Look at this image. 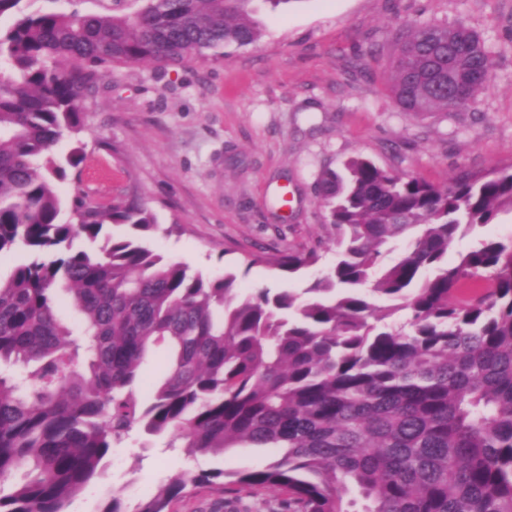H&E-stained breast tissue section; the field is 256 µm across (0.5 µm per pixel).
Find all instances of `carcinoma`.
<instances>
[{
	"label": "carcinoma",
	"mask_w": 512,
	"mask_h": 512,
	"mask_svg": "<svg viewBox=\"0 0 512 512\" xmlns=\"http://www.w3.org/2000/svg\"><path fill=\"white\" fill-rule=\"evenodd\" d=\"M129 2L24 14L0 31V255L31 253L0 278V483L24 471L0 512H67L135 430L187 457L282 454L182 472L134 512H170L197 489L275 491L288 512H512V237L448 261L512 211V171L438 186L352 158L319 179L336 259L308 287L191 274L144 244L156 220L135 194L101 207L76 184L64 203L57 184L87 157L78 92L115 65L184 63L253 44L261 28L252 0ZM492 73L468 27L420 26L400 39L391 91L409 112H461ZM108 223L134 234L72 249ZM320 259L290 248L267 263L292 275ZM162 343L166 377L144 402V358ZM510 236H512V212L503 211L498 214L493 224L485 225L479 228L475 235H470L459 240L455 247L450 251L449 257L454 256L457 251L469 248L479 238H509Z\"/></svg>",
	"instance_id": "1"
}]
</instances>
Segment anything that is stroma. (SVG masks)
I'll list each match as a JSON object with an SVG mask.
<instances>
[{"mask_svg": "<svg viewBox=\"0 0 512 512\" xmlns=\"http://www.w3.org/2000/svg\"><path fill=\"white\" fill-rule=\"evenodd\" d=\"M262 36L163 69L115 67L86 110L87 159L60 185L108 204L133 193L156 217L148 242L207 278L234 271L244 288L307 287L335 258L317 181L361 156L386 170L446 185L461 174L512 168V0H254ZM475 30L494 61L472 108L417 114L389 89L396 37L426 24ZM314 249L317 266L291 277L253 254ZM279 453L232 448L184 458L163 439L113 449L106 474L68 512L127 505L178 471L250 470Z\"/></svg>", "mask_w": 512, "mask_h": 512, "instance_id": "stroma-1", "label": "stroma"}]
</instances>
